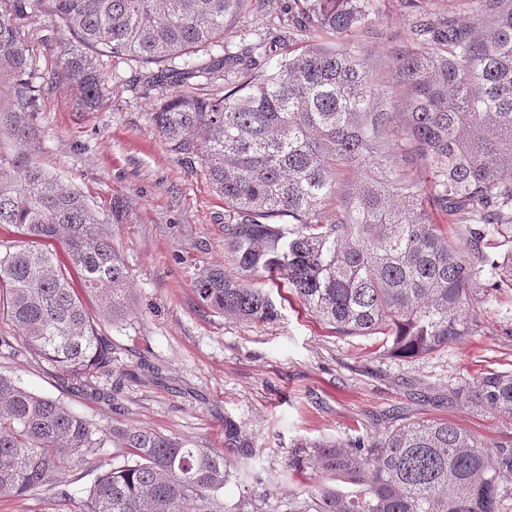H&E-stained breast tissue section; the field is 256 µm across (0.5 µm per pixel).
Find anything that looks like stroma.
<instances>
[{
	"label": "stroma",
	"mask_w": 512,
	"mask_h": 512,
	"mask_svg": "<svg viewBox=\"0 0 512 512\" xmlns=\"http://www.w3.org/2000/svg\"><path fill=\"white\" fill-rule=\"evenodd\" d=\"M380 36L365 42L370 60L405 40L412 13L404 0H377ZM23 45L39 86V111L23 152L62 184L80 190L107 220L112 245L128 276V315L102 323L112 343L109 370L80 383L35 356L9 321L0 333L13 347L0 350V372L27 389L62 397L98 428L142 426L224 451V422H236L256 450L258 481L225 486L235 505L254 512H291L295 492L308 488L312 469L293 470L286 483L264 484L285 468L295 444L378 440L399 417L445 419L489 443L512 441V420L492 411L448 402L459 381L512 369V290L476 304L481 335L422 358L377 352L375 337H339L304 311L297 299L278 301L280 316L261 325L209 309L193 281L197 270L224 254V200L198 160L172 151L150 120L162 94L149 70L130 60L101 59L110 97L85 109L66 85L50 82L60 57L62 31L47 17L25 24ZM0 512H82L80 496L64 500L44 491L1 497Z\"/></svg>",
	"instance_id": "1"
}]
</instances>
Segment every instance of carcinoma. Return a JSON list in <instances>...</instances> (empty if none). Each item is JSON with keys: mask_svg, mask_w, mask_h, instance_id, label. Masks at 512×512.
Returning a JSON list of instances; mask_svg holds the SVG:
<instances>
[{"mask_svg": "<svg viewBox=\"0 0 512 512\" xmlns=\"http://www.w3.org/2000/svg\"><path fill=\"white\" fill-rule=\"evenodd\" d=\"M469 2L465 23L417 14L410 40L373 67L363 46L376 32L373 0H288L278 33L250 41L242 30L235 52L225 36L254 0H0V71L14 98L0 135H31L38 95L21 27L43 13L69 44L51 79L89 108L105 103L97 57L154 67L150 78L176 91L151 119L171 150L198 158L228 211L227 264L198 270L202 302L273 322L275 302L252 287L268 277L336 335H379L393 356L424 357L481 331L477 292L512 288V0ZM256 56L270 68L256 69ZM217 70L223 96L182 91ZM5 224L21 239L0 240V315L74 380L110 367L112 345L85 302L112 324L127 314L126 266L105 219L37 163L0 152ZM448 401L512 419V371L465 380ZM109 438L118 464L102 462L104 439L65 402L0 373V496L69 500L58 477L79 465L84 512H241L220 500L254 456L234 421L224 440L240 468L144 427ZM300 447L288 467L319 481L292 512H512V441L491 451L448 421Z\"/></svg>", "mask_w": 512, "mask_h": 512, "instance_id": "carcinoma-1", "label": "carcinoma"}]
</instances>
